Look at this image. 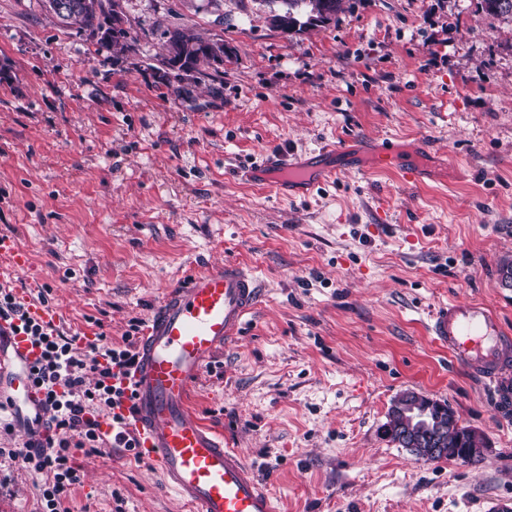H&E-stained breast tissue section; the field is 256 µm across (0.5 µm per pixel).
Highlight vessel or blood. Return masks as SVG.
<instances>
[{
	"label": "vessel or blood",
	"mask_w": 512,
	"mask_h": 512,
	"mask_svg": "<svg viewBox=\"0 0 512 512\" xmlns=\"http://www.w3.org/2000/svg\"><path fill=\"white\" fill-rule=\"evenodd\" d=\"M379 167L403 183L421 184L431 169L400 164L390 139L372 145ZM361 156L347 145L330 143L318 155L283 160L268 154L243 171L247 181L279 195L308 193L336 174L362 169ZM263 290L250 268L227 261L183 277L146 322L132 378L133 425L143 459L163 473L168 488L197 512H274L272 498L242 461L237 449L190 408L189 396L203 367L243 334ZM433 341L474 378L488 386L499 415L512 414V330L489 305L453 298L435 308L427 322ZM8 340L18 370L10 374L11 410L33 409L46 419L43 390L29 382L26 369L40 356L30 336L0 319V340Z\"/></svg>",
	"instance_id": "1"
}]
</instances>
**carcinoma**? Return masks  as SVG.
<instances>
[{
  "label": "carcinoma",
  "instance_id": "cac0c4a2",
  "mask_svg": "<svg viewBox=\"0 0 512 512\" xmlns=\"http://www.w3.org/2000/svg\"><path fill=\"white\" fill-rule=\"evenodd\" d=\"M75 7L67 13H55V16L65 24H77L80 28L99 33L98 43L112 51V57L118 58L134 50L135 40L129 31L122 32L120 37L112 36V15L117 0H70ZM285 8L269 18L270 25L288 35L299 34L311 26L325 24L328 17H336L343 10L344 0H283ZM167 37V54L160 60L162 78L165 85L177 92V83L183 79L182 72L190 70L197 79L208 76L200 65L207 64L219 72L224 65V59L216 57L212 48L216 41L204 39L198 35L174 28L165 32ZM450 407L444 410L432 408L421 420L424 433L434 434L438 428L448 429V447L470 448L477 444V439L471 435V428L460 423V420L450 421Z\"/></svg>",
  "mask_w": 512,
  "mask_h": 512
}]
</instances>
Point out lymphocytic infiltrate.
<instances>
[{"instance_id": "1", "label": "lymphocytic infiltrate", "mask_w": 512, "mask_h": 512, "mask_svg": "<svg viewBox=\"0 0 512 512\" xmlns=\"http://www.w3.org/2000/svg\"><path fill=\"white\" fill-rule=\"evenodd\" d=\"M27 329L42 350L31 375L45 392L49 418L43 432L31 434L23 449L0 448V457L22 458L34 472L46 474L42 512H70L65 503L82 482L75 450L97 453L107 445L131 451L139 446L130 417L123 412L129 396L116 382L118 376H131L137 353L129 339L113 347L100 335L83 341L36 322H28ZM107 410L113 416L106 432L98 416Z\"/></svg>"}]
</instances>
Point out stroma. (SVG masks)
<instances>
[{
  "label": "stroma",
  "mask_w": 512,
  "mask_h": 512,
  "mask_svg": "<svg viewBox=\"0 0 512 512\" xmlns=\"http://www.w3.org/2000/svg\"><path fill=\"white\" fill-rule=\"evenodd\" d=\"M136 50L113 59L45 0H0V274L61 310L60 329L122 345L187 273L226 260L264 288L243 336L190 394L277 512H487L512 498L499 416L425 331L448 298L512 329V18L479 0H345L286 37L270 0H121ZM224 40L221 75L168 89L163 30ZM421 145L453 191L350 173L278 199L236 179L273 152ZM406 391L486 441L477 464L424 462L385 438ZM73 512H195L133 452L76 451ZM43 476L0 458V512H40Z\"/></svg>",
  "instance_id": "1"
}]
</instances>
